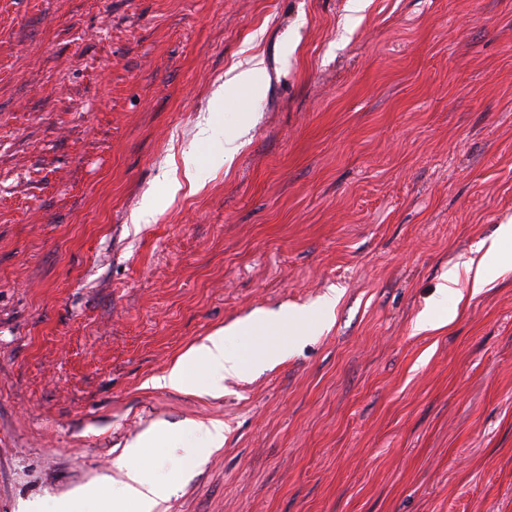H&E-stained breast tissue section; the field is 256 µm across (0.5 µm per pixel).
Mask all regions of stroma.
Segmentation results:
<instances>
[{
    "instance_id": "35a3bbf8",
    "label": "stroma",
    "mask_w": 512,
    "mask_h": 512,
    "mask_svg": "<svg viewBox=\"0 0 512 512\" xmlns=\"http://www.w3.org/2000/svg\"><path fill=\"white\" fill-rule=\"evenodd\" d=\"M509 222L512 0H0V512L122 465L180 481L165 512H512V269L413 331ZM333 292L223 394L153 386ZM209 420L200 465L126 453ZM262 64V59H254L251 67L237 72H235L234 69L228 72L227 75L229 77L224 80V92L227 94L240 88L251 86L253 84L255 74L261 69ZM442 280L431 308L421 313L415 321V330L418 332L439 329L450 324L456 317L455 310H448V317L441 312L445 309V304L448 301V293L453 294L459 300L463 299L459 264L448 269V272L442 276ZM189 429L201 434L204 439V448H192L191 455L194 459H199L213 448H220L224 444V424L219 421L200 422L191 425Z\"/></svg>"
}]
</instances>
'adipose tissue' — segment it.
<instances>
[{
  "label": "adipose tissue",
  "mask_w": 512,
  "mask_h": 512,
  "mask_svg": "<svg viewBox=\"0 0 512 512\" xmlns=\"http://www.w3.org/2000/svg\"><path fill=\"white\" fill-rule=\"evenodd\" d=\"M511 242L512 225H500L496 238L480 257L464 261L461 267L450 268L442 277L431 308L417 317L416 330H436L449 324V317L443 313L449 296H461V283L465 280L470 281L473 290H480L499 269L512 265V252L507 249ZM312 322L313 317L309 313H293L280 324L278 339L271 340L265 336L268 328L266 320L256 317L252 323L238 330L239 335L251 339L249 348L244 351L227 345L224 330H216L190 346L161 377L160 383L200 394L221 391L225 378L242 377L254 365L279 357L283 352L281 337L290 331L310 326ZM117 490L123 499L137 505L138 512H160L163 504L177 495L180 486L169 480L148 476L138 469L123 468L119 471Z\"/></svg>",
  "instance_id": "obj_1"
}]
</instances>
